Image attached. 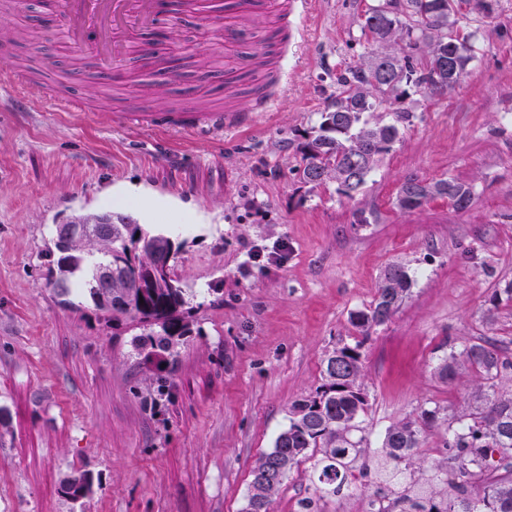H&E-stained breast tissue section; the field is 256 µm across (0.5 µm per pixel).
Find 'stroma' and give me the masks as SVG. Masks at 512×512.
Returning <instances> with one entry per match:
<instances>
[{"instance_id":"35a3bbf8","label":"stroma","mask_w":512,"mask_h":512,"mask_svg":"<svg viewBox=\"0 0 512 512\" xmlns=\"http://www.w3.org/2000/svg\"><path fill=\"white\" fill-rule=\"evenodd\" d=\"M371 0H311L302 32L280 42L270 111L219 139L113 127V112L224 105L216 39L177 15L176 55L148 69L126 60L123 84L32 27L16 53L79 112L22 106L0 86V512H243L250 471L321 383V362L351 341V310L382 270L405 264L410 294L362 348L371 450L429 401L470 402L465 381L434 375L442 349L512 339V309L492 310L512 281V0L462 14L479 58L447 95L410 92L413 119L354 198L312 186L296 167L304 135L336 99V75L367 51ZM474 186L466 210L395 206L407 178ZM113 210L175 227V272L197 290L196 332L175 359L135 356L130 337L48 285L46 250L68 215ZM167 394L157 398L158 379ZM77 471L92 491H64Z\"/></svg>"}]
</instances>
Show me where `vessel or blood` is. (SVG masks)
<instances>
[{
	"instance_id": "obj_1",
	"label": "vessel or blood",
	"mask_w": 512,
	"mask_h": 512,
	"mask_svg": "<svg viewBox=\"0 0 512 512\" xmlns=\"http://www.w3.org/2000/svg\"><path fill=\"white\" fill-rule=\"evenodd\" d=\"M224 16V61L250 71L261 70L271 54L285 12L300 9V0H226ZM67 24L63 37L71 46L93 58L113 79H121L119 63L128 55L138 54L150 61L159 56L156 47L140 42L142 29L156 24L162 0H63ZM0 85L14 87L26 104L44 101L45 85L28 78L9 64L0 65ZM115 124L157 130L194 138L223 135L229 125L244 127L251 115H240L229 122L221 110H187L181 112H116Z\"/></svg>"
}]
</instances>
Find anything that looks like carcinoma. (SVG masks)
Listing matches in <instances>:
<instances>
[{"label":"carcinoma","instance_id":"cac0c4a2","mask_svg":"<svg viewBox=\"0 0 512 512\" xmlns=\"http://www.w3.org/2000/svg\"><path fill=\"white\" fill-rule=\"evenodd\" d=\"M439 0H389L388 34L405 45L399 69L415 80L423 77L435 52L425 43L426 32L412 29L405 16L427 13ZM477 33H469L467 46L458 57L466 73L478 57ZM368 57L344 69L336 78L344 91L366 80ZM382 102L375 88L369 99L352 112L320 113L302 146L301 180L319 185L321 176L351 166L353 148L367 136H381L393 145L410 122L402 109L388 122L369 121L364 115L377 112ZM451 188L450 198L471 202L473 185L454 177L437 180ZM100 223L102 237L79 241L67 247L55 225L49 273L66 303L79 309L90 303L112 328L132 332L130 346L139 356L171 358L182 336L191 330L198 307L197 292L182 286L175 272L181 244L169 234L134 224L111 210L80 214L72 224ZM112 268V287L102 283V272ZM413 275L401 263H391L382 272L369 305L349 313L357 333L354 343H343L322 361L321 384L315 392L293 402L288 426L278 433L273 447L251 471L250 487L259 479V467L283 462L278 481L265 489V508L283 482L299 467L310 463V496L301 501L302 512H321V505L347 489L355 472L375 475L373 495H390L397 512H512V354L482 337L449 348L438 357L435 372L448 384L460 376L470 378L471 398L467 408L450 412L438 405L423 404L415 414L394 422L385 431L381 450L371 453L365 435L364 416L369 393L364 383L362 346L371 331L385 324L410 293ZM494 309L512 303V283L496 288L490 296ZM436 432L445 461L435 467L421 464L418 449L426 434ZM92 488L87 473H77L66 482L73 499L85 497Z\"/></svg>","mask_w":512,"mask_h":512}]
</instances>
